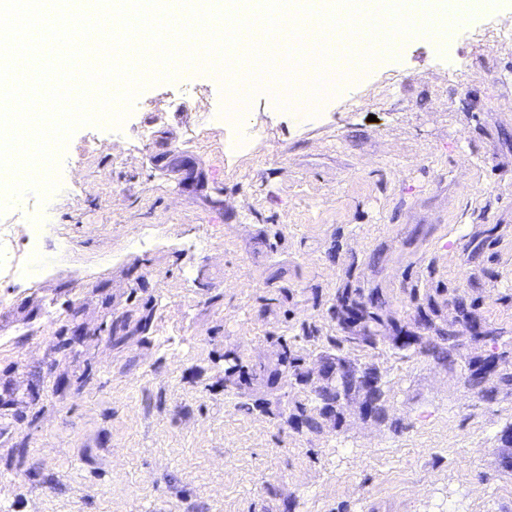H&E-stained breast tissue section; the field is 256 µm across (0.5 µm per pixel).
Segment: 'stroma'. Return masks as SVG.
Instances as JSON below:
<instances>
[{
	"label": "stroma",
	"mask_w": 512,
	"mask_h": 512,
	"mask_svg": "<svg viewBox=\"0 0 512 512\" xmlns=\"http://www.w3.org/2000/svg\"><path fill=\"white\" fill-rule=\"evenodd\" d=\"M503 28L512 0L361 76L332 58L336 90L305 117L260 87L240 124L212 123L224 86L194 70L139 83L121 122L74 130L54 194L0 202L1 222L31 211L46 227L15 242L27 278L0 280V512H512V397L481 400L432 360L349 349L382 373L387 417L351 400L319 435L288 421L308 386L255 383L265 413L224 389L225 351L272 365L280 336L327 349L341 288L381 289L418 333L452 319L453 294L512 336ZM160 140L208 191L151 164ZM148 301V334L100 332ZM77 323L87 336L59 350ZM174 172L178 175V183L184 189L198 190L203 185V178L195 167L193 160L186 158L183 165L177 167Z\"/></svg>",
	"instance_id": "1"
}]
</instances>
